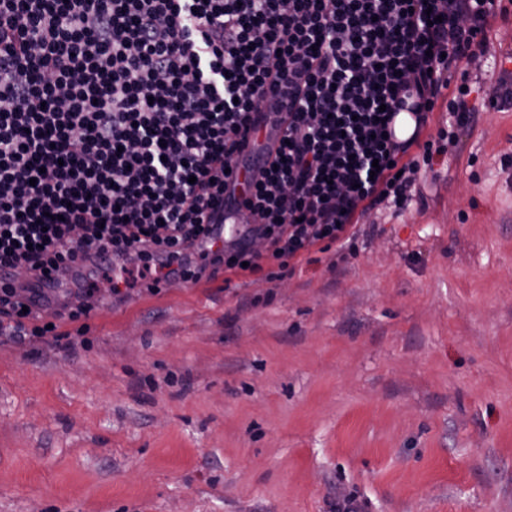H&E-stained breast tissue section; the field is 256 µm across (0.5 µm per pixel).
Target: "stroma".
I'll list each match as a JSON object with an SVG mask.
<instances>
[{
  "label": "stroma",
  "mask_w": 512,
  "mask_h": 512,
  "mask_svg": "<svg viewBox=\"0 0 512 512\" xmlns=\"http://www.w3.org/2000/svg\"><path fill=\"white\" fill-rule=\"evenodd\" d=\"M509 50L512 8L424 204L344 254L105 302L63 278L40 314L84 344L0 342V512H512Z\"/></svg>",
  "instance_id": "35a3bbf8"
}]
</instances>
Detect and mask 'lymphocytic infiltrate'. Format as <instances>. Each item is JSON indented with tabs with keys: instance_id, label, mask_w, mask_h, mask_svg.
<instances>
[{
	"instance_id": "lymphocytic-infiltrate-1",
	"label": "lymphocytic infiltrate",
	"mask_w": 512,
	"mask_h": 512,
	"mask_svg": "<svg viewBox=\"0 0 512 512\" xmlns=\"http://www.w3.org/2000/svg\"><path fill=\"white\" fill-rule=\"evenodd\" d=\"M500 3L0 0V270L55 282L104 254L138 262L154 293L209 265L255 274L267 255L283 271L317 243L352 245L359 216L406 206L469 123L451 77ZM443 98L437 141L391 136L398 112L421 129ZM222 209L248 214L262 248L198 265ZM26 282L0 287V337L70 339Z\"/></svg>"
}]
</instances>
